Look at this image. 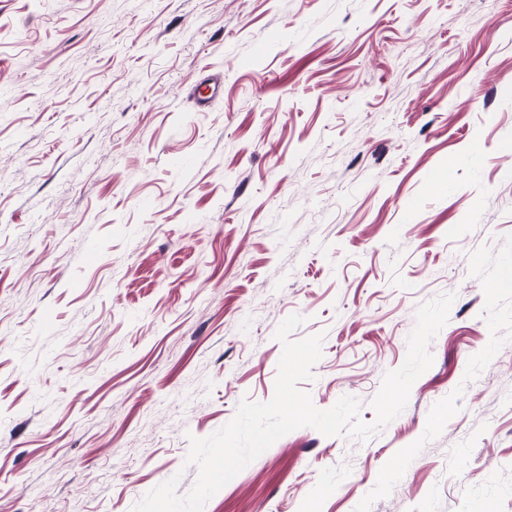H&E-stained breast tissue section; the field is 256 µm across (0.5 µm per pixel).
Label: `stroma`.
Masks as SVG:
<instances>
[{
  "mask_svg": "<svg viewBox=\"0 0 512 512\" xmlns=\"http://www.w3.org/2000/svg\"><path fill=\"white\" fill-rule=\"evenodd\" d=\"M443 294L394 420L205 512H512V0H0V512L189 492L294 313L373 421Z\"/></svg>",
  "mask_w": 512,
  "mask_h": 512,
  "instance_id": "stroma-1",
  "label": "stroma"
}]
</instances>
